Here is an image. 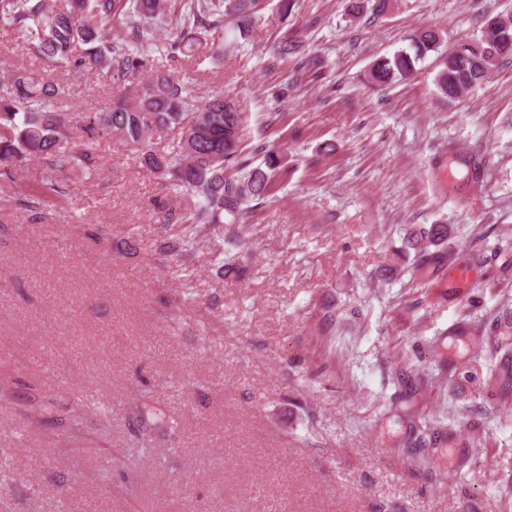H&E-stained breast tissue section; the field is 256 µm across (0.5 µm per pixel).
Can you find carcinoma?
<instances>
[{
	"mask_svg": "<svg viewBox=\"0 0 512 512\" xmlns=\"http://www.w3.org/2000/svg\"><path fill=\"white\" fill-rule=\"evenodd\" d=\"M173 36L158 39L171 16ZM256 19V0H0V25L17 38H36L33 53L46 67L66 68L70 79L81 81L94 72L117 92L105 110L73 123L60 110L65 90L39 74L19 70L10 77L8 91L0 93V167L41 162L47 176L39 192L63 199L69 175L97 162V138L119 136L135 148L146 146L155 131L175 130L178 141L164 156L143 153L145 166L170 177L186 207L172 206L163 223L181 230L167 238L164 249L176 256L191 255V239L201 225L241 224L251 202H262L271 192V176L282 168L275 150L266 151L263 167H250L244 152L247 118L236 101L214 87L202 102L171 71L155 65V55L189 58L201 45V35L221 29L229 21L246 38ZM124 25L123 36H112V24ZM442 34L426 29L410 36L407 48L377 60L369 81L390 84L415 71L429 53H441ZM467 59L444 56L435 78L436 95L450 101L489 81L499 59L506 56L491 45L486 33L461 45ZM446 224L412 234L419 257L429 259V248L448 237ZM136 438L125 450L136 466L154 452L151 436L165 421L143 396L133 410Z\"/></svg>",
	"mask_w": 512,
	"mask_h": 512,
	"instance_id": "cac0c4a2",
	"label": "carcinoma"
}]
</instances>
